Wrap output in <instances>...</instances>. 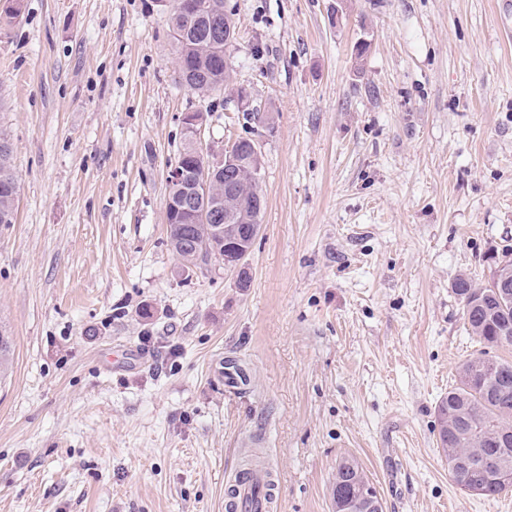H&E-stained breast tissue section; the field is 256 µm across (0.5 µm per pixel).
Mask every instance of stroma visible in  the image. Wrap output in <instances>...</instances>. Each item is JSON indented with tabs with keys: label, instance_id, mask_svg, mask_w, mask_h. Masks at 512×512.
Here are the masks:
<instances>
[{
	"label": "stroma",
	"instance_id": "stroma-1",
	"mask_svg": "<svg viewBox=\"0 0 512 512\" xmlns=\"http://www.w3.org/2000/svg\"><path fill=\"white\" fill-rule=\"evenodd\" d=\"M502 0H224L230 87L176 81L172 0L0 9V512H224L262 439L275 512H333L352 457L384 512H512L448 474L437 408L481 346L453 288L512 261V38ZM364 54H357L359 43ZM271 117L244 125L237 88ZM261 151L247 284L167 239L166 175ZM250 383L233 390L225 359ZM202 112H186L182 116V124L185 130V143L182 150L174 161H181V163L191 169L197 176L202 174V162L195 156L192 143L197 153L200 155L201 151L198 147V140L200 139L202 127L205 119L199 117L197 114ZM190 140L188 139V135ZM192 142V143H191ZM12 144L7 136L0 134V214L15 215V203L18 197V180L14 173L11 158Z\"/></svg>",
	"mask_w": 512,
	"mask_h": 512
}]
</instances>
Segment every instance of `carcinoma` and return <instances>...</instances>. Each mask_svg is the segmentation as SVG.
Instances as JSON below:
<instances>
[{"mask_svg":"<svg viewBox=\"0 0 512 512\" xmlns=\"http://www.w3.org/2000/svg\"><path fill=\"white\" fill-rule=\"evenodd\" d=\"M204 3L224 4V0H174L169 16L172 39L177 56L178 74L190 89L206 94L224 81V15L215 16L200 8ZM241 164L237 171L238 194L249 199L262 193L258 175L260 159L253 156L249 138L240 137L233 143ZM12 144L0 134V214L15 215L18 180L12 164ZM176 160L195 174H202V162L195 156L192 143L185 140ZM238 221L224 225L222 260L241 259L251 247V236L259 233L251 207L231 203ZM167 228L172 251L185 265L207 263L213 257L211 225L204 223L199 209H181L173 213ZM454 293L463 303L464 316L472 333L491 348L512 349V339L501 341L502 323L512 319V301L500 303L497 285L491 281L478 287L460 277ZM485 354L468 359L459 368V381L444 397L437 409L439 440L448 457V472L458 486L476 487L480 496L495 498L512 490V482L498 479L503 469L512 472V442L504 451L497 444L502 432L512 431V359L495 357L493 375L484 369ZM13 352L10 336L0 328V376L12 367ZM469 458L472 468L458 466L459 458ZM367 480L362 467L354 459H345L336 468L332 482L333 506L341 512L352 509L353 488Z\"/></svg>","mask_w":512,"mask_h":512,"instance_id":"obj_1","label":"carcinoma"}]
</instances>
